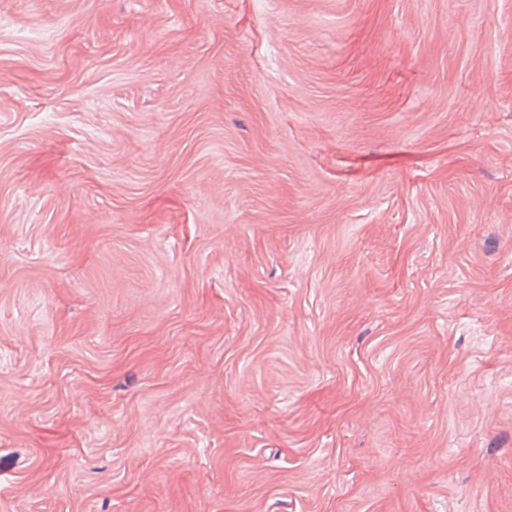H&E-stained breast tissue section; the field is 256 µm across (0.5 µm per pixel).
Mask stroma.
<instances>
[{"mask_svg":"<svg viewBox=\"0 0 512 512\" xmlns=\"http://www.w3.org/2000/svg\"><path fill=\"white\" fill-rule=\"evenodd\" d=\"M0 512H512V0H0Z\"/></svg>","mask_w":512,"mask_h":512,"instance_id":"obj_1","label":"stroma"}]
</instances>
